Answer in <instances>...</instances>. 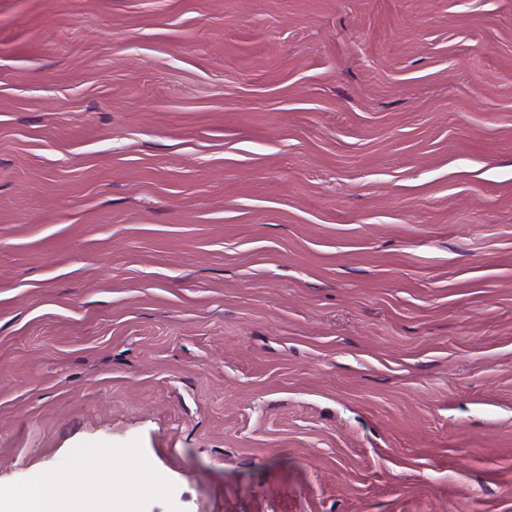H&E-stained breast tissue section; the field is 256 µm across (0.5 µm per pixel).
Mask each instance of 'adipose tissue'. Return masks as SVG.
<instances>
[{"label":"adipose tissue","instance_id":"obj_1","mask_svg":"<svg viewBox=\"0 0 512 512\" xmlns=\"http://www.w3.org/2000/svg\"><path fill=\"white\" fill-rule=\"evenodd\" d=\"M133 470L139 482L130 481ZM45 481L42 487L32 485L8 493L11 512H83L88 502L114 493L122 498L120 512H134L138 494L158 485L151 465L123 449L110 451L104 466L68 477L50 474Z\"/></svg>","mask_w":512,"mask_h":512}]
</instances>
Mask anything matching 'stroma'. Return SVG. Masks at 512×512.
Masks as SVG:
<instances>
[{
  "mask_svg": "<svg viewBox=\"0 0 512 512\" xmlns=\"http://www.w3.org/2000/svg\"><path fill=\"white\" fill-rule=\"evenodd\" d=\"M512 512V0H0V489ZM132 466L140 475L138 483L129 480ZM44 482L49 483L44 485L51 488V494H46L39 484L7 492L10 512H83L88 502L95 498H110L111 492L122 498L121 510L116 511L133 512L138 494L144 490L152 491L159 484L146 460L135 459L126 450L114 451L112 448L106 465L69 477L50 474Z\"/></svg>",
  "mask_w": 512,
  "mask_h": 512,
  "instance_id": "stroma-1",
  "label": "stroma"
}]
</instances>
